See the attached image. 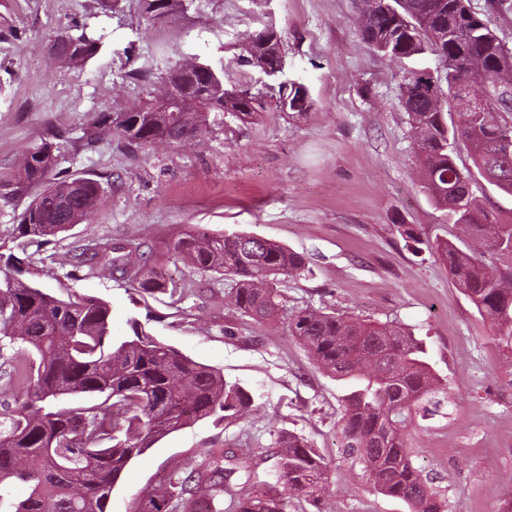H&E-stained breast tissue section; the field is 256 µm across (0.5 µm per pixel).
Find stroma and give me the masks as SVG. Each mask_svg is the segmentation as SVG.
Returning a JSON list of instances; mask_svg holds the SVG:
<instances>
[{"label":"stroma","mask_w":512,"mask_h":512,"mask_svg":"<svg viewBox=\"0 0 512 512\" xmlns=\"http://www.w3.org/2000/svg\"><path fill=\"white\" fill-rule=\"evenodd\" d=\"M355 0H191L163 21L141 0H0V182L54 137L60 178L90 176L106 198L68 237L27 253L41 286L108 302L114 335L138 319L159 339L220 369L252 394L243 418L206 419L133 459L109 512L135 499L206 448H240L254 483H270L275 439L287 429L325 457L322 512H409L370 489L341 448L342 382L320 370L284 323L260 327L230 300L231 283L164 259L181 299L148 295L105 271L67 277L65 254L88 240H128L164 250L185 230L245 232L303 253L309 274L278 284L284 312L311 307L400 323L427 348L448 386L442 412L417 419L408 439L416 466L445 494L450 512H512V346H505L456 288L430 242L453 239L422 188L402 69L435 68L428 56L396 64L360 38ZM283 36L286 75L304 84L303 114L267 109L244 123L225 115L200 140L129 146L109 129L85 139L105 112H125L163 91L173 61L220 65L224 81L260 86L244 43L267 24ZM86 29L98 53L66 68L51 50L63 30ZM414 226L427 246L412 253Z\"/></svg>","instance_id":"1"}]
</instances>
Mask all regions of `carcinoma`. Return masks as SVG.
<instances>
[{"label":"carcinoma","instance_id":"carcinoma-1","mask_svg":"<svg viewBox=\"0 0 512 512\" xmlns=\"http://www.w3.org/2000/svg\"><path fill=\"white\" fill-rule=\"evenodd\" d=\"M395 11L362 14L360 33L369 47L401 62L430 54L434 72H403L400 97L414 129L425 192L457 226V241L432 245L462 294L507 342L512 341V224L483 207L472 184L480 175L512 197V52L470 9L468 0H394ZM281 35L266 28L255 35L257 57L285 66ZM98 40L86 32L53 41L64 66L93 57ZM224 70L189 73L170 67L164 82L185 95H206L201 112H150V105L102 114L112 133L139 147L157 141L179 145L209 132L213 112L244 120L265 108L264 95L224 98L213 77ZM484 89L487 111L473 112L468 85ZM271 99L289 100L288 111L310 106L300 87L280 81ZM457 120L448 122V105ZM463 143L472 166L456 161ZM58 165L53 143L31 152L14 178L16 190L35 193L16 224L21 255L0 253V336L23 351L8 358L0 414V509L4 512H107L112 490L129 462L158 440L214 417H242L254 402L240 383L158 340L130 319L131 334H111L109 304L95 296L50 293L33 279L27 248L48 244L81 223L104 199L102 183L77 177L54 181ZM168 252L204 272L233 283L230 299L259 326L280 320L276 288L281 275L310 272L306 257L280 243L248 233L179 237ZM69 277L78 279L107 266L138 291L175 296L156 250L142 245L89 241L66 255ZM288 335L317 366L347 383L341 399L345 457L361 465L378 493L404 501L409 512H447L448 501L412 460L408 436L422 407L437 408L445 388L426 361L422 342L399 325L367 322L314 308L288 314ZM276 482L287 495L273 499L266 489L247 493L252 462L233 449L209 448L166 481L145 491L132 512H288L286 497L302 495L318 507L328 482V463L303 435L281 430L276 438ZM29 485L20 500L17 483Z\"/></svg>","mask_w":512,"mask_h":512}]
</instances>
